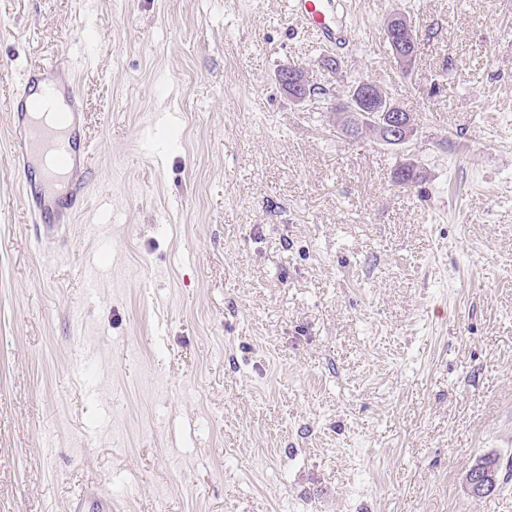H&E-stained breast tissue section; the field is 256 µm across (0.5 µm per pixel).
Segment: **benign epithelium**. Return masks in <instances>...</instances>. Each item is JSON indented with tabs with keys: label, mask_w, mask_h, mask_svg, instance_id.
<instances>
[{
	"label": "benign epithelium",
	"mask_w": 512,
	"mask_h": 512,
	"mask_svg": "<svg viewBox=\"0 0 512 512\" xmlns=\"http://www.w3.org/2000/svg\"><path fill=\"white\" fill-rule=\"evenodd\" d=\"M391 28L399 37L393 55L394 62L400 71L407 73L412 67L410 64L412 47L419 44L420 23L403 12H397L389 15L385 20L384 35H389ZM277 80L296 103L303 105L313 100L310 93L311 86L307 82L303 67L299 65L284 67L278 72ZM376 96L379 97V103L383 105L380 126L385 130L386 140L400 145L411 140L417 131L414 113L392 104L383 94V90L372 82L362 81L353 86L349 92L332 104L331 111L344 112L353 117L363 115L366 112L363 105Z\"/></svg>",
	"instance_id": "obj_1"
}]
</instances>
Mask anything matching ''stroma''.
I'll list each match as a JSON object with an SVG mask.
<instances>
[{
  "label": "stroma",
  "mask_w": 512,
  "mask_h": 512,
  "mask_svg": "<svg viewBox=\"0 0 512 512\" xmlns=\"http://www.w3.org/2000/svg\"><path fill=\"white\" fill-rule=\"evenodd\" d=\"M349 4L335 52L287 0H0V512H512L465 483L512 463V0ZM61 51L94 161L47 245L3 102ZM361 81L409 143L335 134ZM393 14L389 15L385 20L383 32L386 40H388L390 25H393L394 34L399 37L393 59L401 72L408 73L413 65V62L410 64L412 46L419 44L420 23L403 12H395ZM277 80L296 103L303 105L313 100L310 93L311 86L307 82L302 66L294 65L281 68L277 74ZM377 85V84H376ZM374 83L368 81H362L357 85L353 86L349 92L339 97L336 102H334L331 106V111L336 112V122L334 123L336 126L337 134H344L347 124L353 122L351 118L344 117L338 112H346L348 116H353L354 118L358 114H362L364 117H371V115H367V110L362 107V105L367 104L368 101L372 98H375L376 92L379 94V104L383 105V108L378 109L381 111L380 118L383 121L379 124L385 130L386 140L393 143H398V145L404 144L411 140L417 131V122L415 121V115L413 112L400 107L397 104L395 99L388 95V93L384 90L385 95L389 96L391 101L386 98L383 94V90L381 86L378 88ZM383 89V88H382ZM395 100V101H394ZM374 103H368L366 105L367 109L373 113L376 107Z\"/></svg>",
  "instance_id": "stroma-1"
}]
</instances>
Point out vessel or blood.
Masks as SVG:
<instances>
[{
	"mask_svg": "<svg viewBox=\"0 0 512 512\" xmlns=\"http://www.w3.org/2000/svg\"><path fill=\"white\" fill-rule=\"evenodd\" d=\"M291 13L323 42L339 48L355 42L345 0H291ZM10 110L14 162L25 167L32 158L43 160L41 191L29 198L27 209L32 222L44 224V239L51 242L84 202L81 175L93 154L81 135L82 105L68 59L57 56L24 74Z\"/></svg>",
	"mask_w": 512,
	"mask_h": 512,
	"instance_id": "1",
	"label": "vessel or blood"
}]
</instances>
